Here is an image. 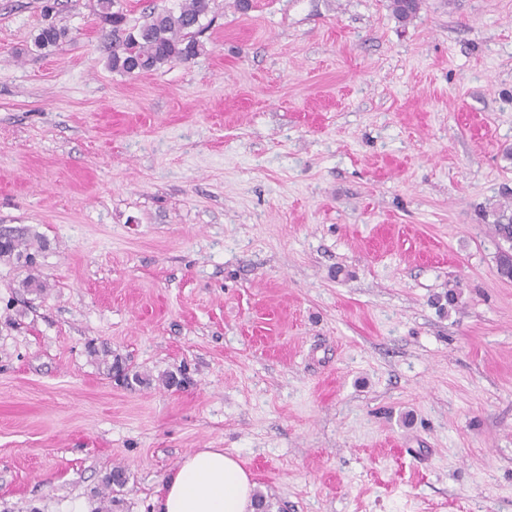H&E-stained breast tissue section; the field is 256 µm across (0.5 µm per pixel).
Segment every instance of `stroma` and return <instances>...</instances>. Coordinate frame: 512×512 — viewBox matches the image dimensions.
I'll return each instance as SVG.
<instances>
[{
  "instance_id": "35a3bbf8",
  "label": "stroma",
  "mask_w": 512,
  "mask_h": 512,
  "mask_svg": "<svg viewBox=\"0 0 512 512\" xmlns=\"http://www.w3.org/2000/svg\"><path fill=\"white\" fill-rule=\"evenodd\" d=\"M42 5L0 0V224L44 243L0 260V512H155L201 448L281 512H512V0H215L139 75L95 0L36 50ZM67 36L64 28L58 27L54 22L43 26L34 39V46L38 50L56 48ZM493 216L492 228L495 234L510 244L508 249L500 251L497 269L502 277L512 279V204H500L493 210ZM109 353L111 352L108 350H103L102 352V361L106 365L108 375H112L113 372H115V368L118 365H121L123 367V374L122 376H116L115 374V376L118 377L117 379H122V382L127 385L132 384V382H135L136 384H146L147 378L135 371L130 364L126 363L122 359L115 357L112 362H109L107 357L112 356Z\"/></svg>"
}]
</instances>
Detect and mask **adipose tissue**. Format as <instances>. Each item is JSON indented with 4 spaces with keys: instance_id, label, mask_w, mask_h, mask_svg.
<instances>
[{
    "instance_id": "ef3b65f1",
    "label": "adipose tissue",
    "mask_w": 512,
    "mask_h": 512,
    "mask_svg": "<svg viewBox=\"0 0 512 512\" xmlns=\"http://www.w3.org/2000/svg\"><path fill=\"white\" fill-rule=\"evenodd\" d=\"M254 486L237 457L202 448L165 478L157 512H254Z\"/></svg>"
}]
</instances>
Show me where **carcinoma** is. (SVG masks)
I'll return each mask as SVG.
<instances>
[{"label": "carcinoma", "instance_id": "obj_1", "mask_svg": "<svg viewBox=\"0 0 512 512\" xmlns=\"http://www.w3.org/2000/svg\"><path fill=\"white\" fill-rule=\"evenodd\" d=\"M215 0H184L179 12L163 10L151 11L144 23L131 25L127 15L115 8L116 0H96L95 14L106 30L105 37L112 39L110 63L112 70L126 74H143L155 71L161 66L173 62H189L204 51L198 40L202 20L213 12ZM394 16L405 23L411 20L421 8V0H390ZM67 36L66 30L53 22L43 26L34 39L39 50L56 48ZM492 228L495 234L511 247L500 251L497 257V269L501 276L512 279V204H501L493 210ZM11 236L12 248L3 254V259L33 266V243L27 240L24 229L6 225L0 226V233ZM109 351L102 352V361L107 374L115 372L117 366L123 367L120 376L122 382L131 384L148 383V378L135 371L130 364L114 358L108 360Z\"/></svg>", "mask_w": 512, "mask_h": 512}]
</instances>
